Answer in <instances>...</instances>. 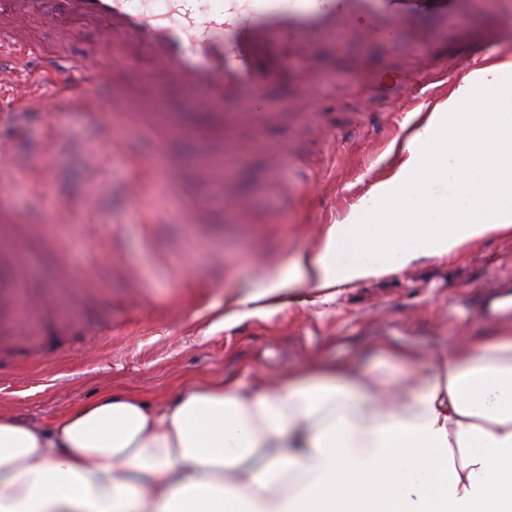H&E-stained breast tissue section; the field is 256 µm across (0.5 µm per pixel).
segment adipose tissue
I'll return each mask as SVG.
<instances>
[{
    "instance_id": "ef3b65f1",
    "label": "adipose tissue",
    "mask_w": 512,
    "mask_h": 512,
    "mask_svg": "<svg viewBox=\"0 0 512 512\" xmlns=\"http://www.w3.org/2000/svg\"><path fill=\"white\" fill-rule=\"evenodd\" d=\"M497 79L487 67L448 101L473 102L482 144L449 140L446 113H428L400 168L289 269L229 298L231 316L512 234V95L475 92ZM445 153L465 208L423 191ZM378 346L406 378L319 360L272 386L187 379L173 401L108 388L45 424L0 411V512H512V332L425 356Z\"/></svg>"
}]
</instances>
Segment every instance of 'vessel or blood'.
<instances>
[{"label":"vessel or blood","mask_w":512,"mask_h":512,"mask_svg":"<svg viewBox=\"0 0 512 512\" xmlns=\"http://www.w3.org/2000/svg\"><path fill=\"white\" fill-rule=\"evenodd\" d=\"M474 0H164L162 6H132L131 0H0V75L16 78L29 55L42 58L46 74L80 70V86L58 98L52 114L62 118L81 106L90 118L105 114L113 129L133 128L136 136L156 145L147 163L159 185L196 223H209L212 211L201 191L208 174L188 183L181 168L166 152L175 136L224 143L225 152L215 165L225 180L233 178V162L241 150L235 139L239 129H261L269 115L257 111L263 84L284 69H295L299 85L312 83L302 67L318 39L348 32L370 37L407 39L428 43L429 23L436 18H459ZM38 25L55 23L68 33L74 21L97 24L110 41L112 55L87 61L61 49L43 46L20 28L23 20ZM143 55L151 79L139 86L123 77ZM111 83L109 98L97 89ZM436 79L423 72H397L385 78L376 71L366 114L395 112L409 107L431 90ZM177 86L197 109L211 113L212 121L186 124L181 114L167 111L169 86ZM20 267H0V319L9 318L15 332L29 328L34 314L20 293ZM497 292L486 291L472 304L474 311L493 322L512 318V302L504 288L512 280L498 279Z\"/></svg>","instance_id":"obj_1"}]
</instances>
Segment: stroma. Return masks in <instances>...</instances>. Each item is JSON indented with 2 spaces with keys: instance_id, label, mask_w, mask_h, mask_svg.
Masks as SVG:
<instances>
[{
  "instance_id": "35a3bbf8",
  "label": "stroma",
  "mask_w": 512,
  "mask_h": 512,
  "mask_svg": "<svg viewBox=\"0 0 512 512\" xmlns=\"http://www.w3.org/2000/svg\"><path fill=\"white\" fill-rule=\"evenodd\" d=\"M498 2L481 0L465 18L439 23L440 37L426 50L352 34L320 46L310 63L319 75L313 86L287 75L270 82L261 99L269 123L241 137L299 146L301 162L288 182L312 189L286 195L269 175L270 157L259 148L245 152L228 188H211L209 200L220 205L228 190L246 195L249 215L226 211L214 224L192 223L159 197L140 210L124 207L121 180L151 178L141 161L150 144L142 143L137 157L109 160L108 130L88 123L80 109L57 132L35 102L52 100L81 76L73 71L47 81L27 70L35 102L21 118L0 122V150L28 176L16 186L0 183V190L21 221L24 291L39 320L27 334L0 333V406L49 423L110 387L172 400L183 376L246 383L248 368L274 379L315 358L357 359L399 377L406 366L375 347L378 337L427 351L484 333L486 320L471 309L474 292L512 275L509 234L338 287L329 300L302 287L271 316L224 315L228 296L258 287L263 272L312 246L320 227L343 223L369 187L394 171L419 117L472 76L473 60L500 66L502 84H512V47L495 36L512 31V12ZM364 61L449 76L391 118L390 140L379 141L369 128L349 139L342 126L361 119L366 85L356 73ZM30 224L41 232L28 233Z\"/></svg>"
}]
</instances>
